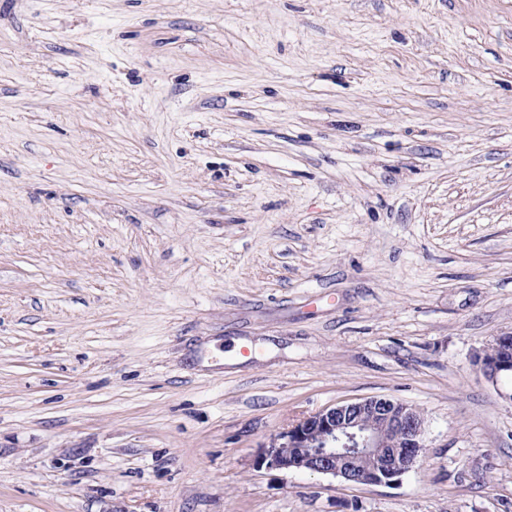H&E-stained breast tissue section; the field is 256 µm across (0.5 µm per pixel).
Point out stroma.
Here are the masks:
<instances>
[{
	"label": "stroma",
	"mask_w": 512,
	"mask_h": 512,
	"mask_svg": "<svg viewBox=\"0 0 512 512\" xmlns=\"http://www.w3.org/2000/svg\"><path fill=\"white\" fill-rule=\"evenodd\" d=\"M510 333L512 0H0V512H512ZM488 379L497 381L502 375L512 377V336H497L484 353L476 359ZM425 424L413 407L367 398L318 411L260 446L257 468L310 471L358 485H393L419 463Z\"/></svg>",
	"instance_id": "35a3bbf8"
}]
</instances>
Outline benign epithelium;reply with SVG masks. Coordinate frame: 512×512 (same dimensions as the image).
I'll list each match as a JSON object with an SVG mask.
<instances>
[{
  "instance_id": "benign-epithelium-1",
  "label": "benign epithelium",
  "mask_w": 512,
  "mask_h": 512,
  "mask_svg": "<svg viewBox=\"0 0 512 512\" xmlns=\"http://www.w3.org/2000/svg\"><path fill=\"white\" fill-rule=\"evenodd\" d=\"M495 381L512 376V336H497L476 359ZM425 424L413 407L390 398H367L318 411L260 446L255 465L310 471L358 485H393L419 463Z\"/></svg>"
}]
</instances>
